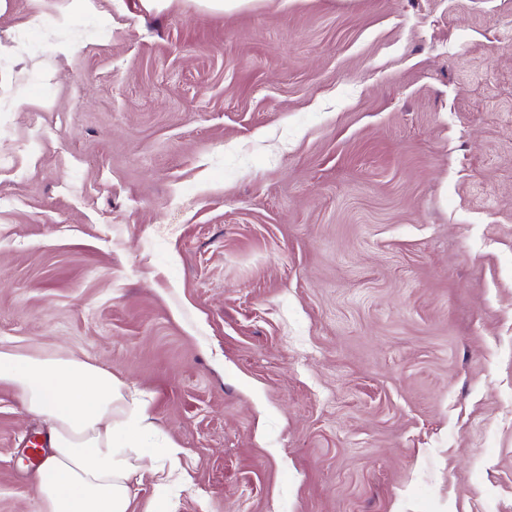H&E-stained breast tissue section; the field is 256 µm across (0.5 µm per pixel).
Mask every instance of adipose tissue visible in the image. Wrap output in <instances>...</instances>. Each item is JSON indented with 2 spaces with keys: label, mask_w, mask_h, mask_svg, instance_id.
<instances>
[{
  "label": "adipose tissue",
  "mask_w": 512,
  "mask_h": 512,
  "mask_svg": "<svg viewBox=\"0 0 512 512\" xmlns=\"http://www.w3.org/2000/svg\"><path fill=\"white\" fill-rule=\"evenodd\" d=\"M49 426L50 452L36 468L38 512H131V485L143 472L169 475L181 449L149 451L150 404L103 367L65 353L0 347V384Z\"/></svg>",
  "instance_id": "obj_1"
}]
</instances>
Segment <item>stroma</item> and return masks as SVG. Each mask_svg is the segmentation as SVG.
<instances>
[{"instance_id":"35a3bbf8","label":"stroma","mask_w":512,"mask_h":512,"mask_svg":"<svg viewBox=\"0 0 512 512\" xmlns=\"http://www.w3.org/2000/svg\"><path fill=\"white\" fill-rule=\"evenodd\" d=\"M0 345L147 395L133 512H512V0H5Z\"/></svg>"}]
</instances>
